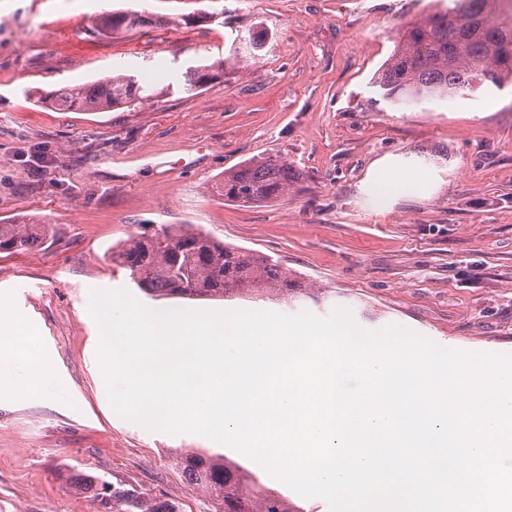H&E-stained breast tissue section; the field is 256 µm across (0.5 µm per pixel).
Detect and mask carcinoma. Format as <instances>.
<instances>
[{"instance_id":"1","label":"carcinoma","mask_w":512,"mask_h":512,"mask_svg":"<svg viewBox=\"0 0 512 512\" xmlns=\"http://www.w3.org/2000/svg\"><path fill=\"white\" fill-rule=\"evenodd\" d=\"M498 2L449 0L446 9L408 23L373 81L380 99L407 110L502 88L512 79V17L496 16ZM161 23L162 19L140 11H118L100 16L92 31L112 36ZM261 48L258 36L250 35L244 51L237 53L239 62L256 60ZM223 75L224 59L218 58L188 68L180 83L185 92L193 93ZM148 98L137 77L122 71L91 85L66 87L51 103L63 111L89 112L131 107ZM298 179L286 160L258 157L225 171L214 190L226 201L260 206L288 193ZM49 233L47 224H0V253L29 250ZM111 257L153 299L260 297L274 292L291 307L305 295L302 282L278 264L219 242L190 225L163 228L156 239L134 233ZM178 466L188 483L208 492L218 512H298L287 495L222 453L197 450L182 457ZM81 485L94 490V500L103 512H181L179 504L168 498L149 502L112 487L102 476L86 475Z\"/></svg>"}]
</instances>
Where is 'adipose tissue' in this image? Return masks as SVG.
Wrapping results in <instances>:
<instances>
[{
	"instance_id": "obj_1",
	"label": "adipose tissue",
	"mask_w": 512,
	"mask_h": 512,
	"mask_svg": "<svg viewBox=\"0 0 512 512\" xmlns=\"http://www.w3.org/2000/svg\"><path fill=\"white\" fill-rule=\"evenodd\" d=\"M0 358L13 360L24 368L20 377L0 381V397L15 399L42 394L53 362L43 351L36 329L19 313L0 311Z\"/></svg>"
}]
</instances>
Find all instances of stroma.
I'll list each match as a JSON object with an SVG mask.
<instances>
[{
	"mask_svg": "<svg viewBox=\"0 0 512 512\" xmlns=\"http://www.w3.org/2000/svg\"><path fill=\"white\" fill-rule=\"evenodd\" d=\"M448 0H0V223L53 234L0 253V302L36 322L54 371L42 397L0 402V512H99L81 474L181 512H215L175 459L223 452L196 434L150 432L110 411L98 360L96 291L153 310L290 314L275 302L152 299L112 262L141 227L190 224L260 254L310 286L300 310L351 311L440 346L512 358V85L397 110L372 77L399 31ZM135 9L209 14L190 24L98 36L97 17ZM264 42L248 65L238 39ZM226 57L197 95L176 74ZM156 91L135 107L67 112L38 96L112 71ZM257 156L299 170L265 206L224 202L225 170ZM431 174L428 188L375 200L377 166Z\"/></svg>",
	"mask_w": 512,
	"mask_h": 512,
	"instance_id": "stroma-1",
	"label": "stroma"
}]
</instances>
